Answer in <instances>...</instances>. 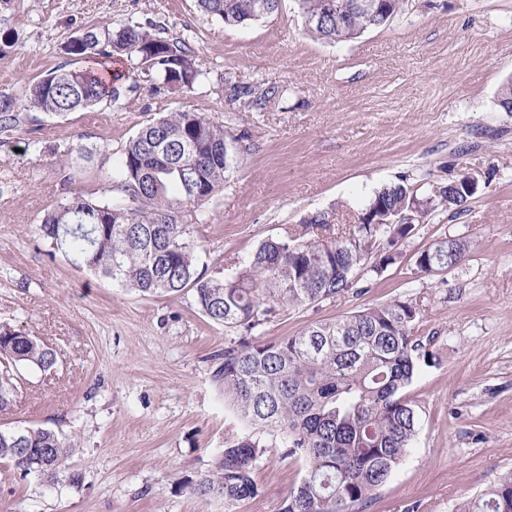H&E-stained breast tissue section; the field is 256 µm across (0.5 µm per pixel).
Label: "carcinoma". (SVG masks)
<instances>
[{
	"label": "carcinoma",
	"instance_id": "carcinoma-1",
	"mask_svg": "<svg viewBox=\"0 0 512 512\" xmlns=\"http://www.w3.org/2000/svg\"><path fill=\"white\" fill-rule=\"evenodd\" d=\"M306 31L327 43H347L375 25L364 15L336 22L338 0H296ZM200 12L226 26L244 25L279 12V0H197ZM69 53L94 64L118 61L122 70L56 69L29 80L13 93L0 92V134L30 119L29 112L64 117L100 105H121L133 86L156 94L190 95L205 76L189 36L151 19L122 18L104 30L90 29L72 41ZM233 100L263 110L285 99L269 83L261 90L232 84ZM79 134L58 154L60 190L39 224L52 248L72 255L94 275L144 297L193 292L200 312L215 325L240 332L224 350L215 379L240 417L273 429L285 457L303 460L299 484L280 512H365L404 459L416 434L417 411L407 389L422 367L437 364L432 338L418 334L419 310L395 299L364 307L336 320H317L274 342L253 339L276 308L312 305L354 287V271L371 265L383 272L400 258L397 232L384 224L336 227L330 213L308 215L300 224L263 241L234 274L198 270L200 244L194 225L210 221L206 204L231 182L255 149L246 129L215 124L185 106L144 121L119 149L112 167L97 178L112 192L106 201L74 185L86 178L76 161L92 153ZM477 185L459 174L419 198L401 183L374 191L369 206L421 217L445 209L461 211ZM469 244L443 236L419 254L421 272L460 264ZM56 365L52 349L33 336L0 324V411L11 405L23 371ZM81 447L77 434L52 428L0 426V465L24 476L68 479L70 460ZM267 444L246 435L224 448L215 470L192 487L200 496L242 501L258 494L252 473ZM456 512H512V475L460 503Z\"/></svg>",
	"mask_w": 512,
	"mask_h": 512
}]
</instances>
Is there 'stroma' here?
<instances>
[{
	"instance_id": "obj_1",
	"label": "stroma",
	"mask_w": 512,
	"mask_h": 512,
	"mask_svg": "<svg viewBox=\"0 0 512 512\" xmlns=\"http://www.w3.org/2000/svg\"><path fill=\"white\" fill-rule=\"evenodd\" d=\"M119 17L187 31L205 72L191 99L129 92L123 109L66 118L35 113L0 136V324L56 352L29 371L0 425L75 432L78 485L21 477L0 466V512H278L303 472L264 450L242 501L193 494L248 426L214 377L239 334L208 322L192 294L144 297L96 277L38 233L54 201L57 148L76 135L119 149L140 123L191 103L211 121L248 129L256 149L198 227V265L233 271L259 244L318 211L354 223L374 191L403 183L418 195L465 173L478 190L465 209L439 210L399 244L382 273L356 290L278 310L260 330L274 342L310 322L408 300L439 363L408 389L418 413L402 464L366 512H453L512 474V0H405L387 27L329 44L309 37L295 0L278 16L227 27L196 0H0V92L82 59L67 50ZM287 87L283 105L231 111L224 77ZM462 236L467 259L418 271L438 238Z\"/></svg>"
}]
</instances>
